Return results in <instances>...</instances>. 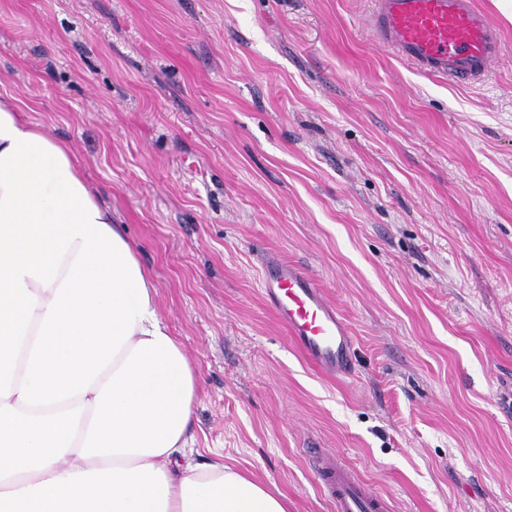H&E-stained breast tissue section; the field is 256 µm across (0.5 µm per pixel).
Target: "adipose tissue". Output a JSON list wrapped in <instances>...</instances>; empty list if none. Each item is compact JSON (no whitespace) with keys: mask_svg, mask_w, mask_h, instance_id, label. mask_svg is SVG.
<instances>
[{"mask_svg":"<svg viewBox=\"0 0 512 512\" xmlns=\"http://www.w3.org/2000/svg\"><path fill=\"white\" fill-rule=\"evenodd\" d=\"M194 370L71 147L0 97V512H287L181 467Z\"/></svg>","mask_w":512,"mask_h":512,"instance_id":"adipose-tissue-1","label":"adipose tissue"}]
</instances>
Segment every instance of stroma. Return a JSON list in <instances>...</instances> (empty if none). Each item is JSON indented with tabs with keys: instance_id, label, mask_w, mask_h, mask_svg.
<instances>
[{
	"instance_id": "1",
	"label": "stroma",
	"mask_w": 512,
	"mask_h": 512,
	"mask_svg": "<svg viewBox=\"0 0 512 512\" xmlns=\"http://www.w3.org/2000/svg\"><path fill=\"white\" fill-rule=\"evenodd\" d=\"M488 81L377 45L369 0H0V96L69 143L196 372L187 461L332 512L308 451L392 512H512V0ZM309 270L356 375L263 300Z\"/></svg>"
}]
</instances>
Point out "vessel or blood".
<instances>
[{"label": "vessel or blood", "mask_w": 512, "mask_h": 512, "mask_svg": "<svg viewBox=\"0 0 512 512\" xmlns=\"http://www.w3.org/2000/svg\"><path fill=\"white\" fill-rule=\"evenodd\" d=\"M376 42L421 73L459 85L486 80L498 56L499 27L476 0H372ZM261 291L292 342L317 368L350 374L353 338L339 309L298 264L278 258L263 266ZM333 512H389L386 497L335 453L309 454Z\"/></svg>", "instance_id": "vessel-or-blood-1"}]
</instances>
